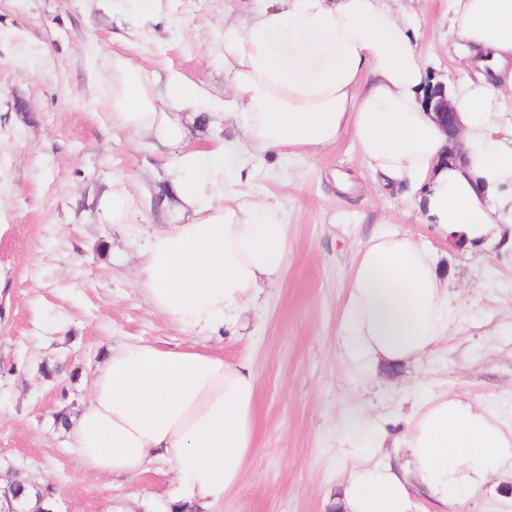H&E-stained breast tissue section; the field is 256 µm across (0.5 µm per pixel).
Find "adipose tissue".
I'll use <instances>...</instances> for the list:
<instances>
[{
    "instance_id": "1",
    "label": "adipose tissue",
    "mask_w": 512,
    "mask_h": 512,
    "mask_svg": "<svg viewBox=\"0 0 512 512\" xmlns=\"http://www.w3.org/2000/svg\"><path fill=\"white\" fill-rule=\"evenodd\" d=\"M224 25V78L242 138L184 147L182 113L198 86L172 77L164 98L125 51L107 58L108 92L96 98L112 131L174 146L169 230L154 234L138 276L152 308L185 329L243 334L265 286L287 261L279 210L261 192L242 196L240 157L316 150L350 133L367 168L418 192L435 232L471 252L512 239V150L497 119L512 97V0H450L452 50L473 74L453 92L459 136L450 142L424 103L427 62L411 21L391 0H256ZM459 159H450L451 149ZM116 224L139 212L125 179L100 200ZM448 279L435 252L378 228L358 247L342 329L373 366L421 359L448 331ZM257 378L247 362L127 342L110 349L88 405L70 432L80 465L112 477L170 465L179 491L214 501L242 483L255 454ZM340 437L359 456L345 470L340 512H417V496L446 512L512 474V431L489 408L458 397L425 399L409 421L399 463L386 438L351 419Z\"/></svg>"
}]
</instances>
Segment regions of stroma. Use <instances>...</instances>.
<instances>
[{
    "mask_svg": "<svg viewBox=\"0 0 512 512\" xmlns=\"http://www.w3.org/2000/svg\"><path fill=\"white\" fill-rule=\"evenodd\" d=\"M254 0H164L143 24L102 0H0V478L54 489L56 512H158L177 483L158 464L131 479L85 471L72 435L55 423L88 402L109 347L142 341L194 348L257 377L255 445L246 477L223 501L196 512H336L349 457L338 439L359 416L403 447L397 424L415 403L417 381L434 396L488 405L512 427V249L468 254L438 239L399 189L363 164L349 134L315 152L249 159L240 189L262 190L285 224L288 262L251 319V336L185 331L146 302L139 253L161 227L150 210L167 180L162 154L112 133L92 99L104 90L103 62L121 39L154 73L197 84L203 101L185 120L188 145L239 136L211 101L227 99L224 23ZM411 17L433 82L458 87L470 76L451 58L448 0H399ZM122 175L143 216L110 222L102 193ZM387 223L440 257L452 316L447 336L421 361L387 374L355 359L342 329L355 252ZM64 372L45 375L44 364Z\"/></svg>",
    "mask_w": 512,
    "mask_h": 512,
    "instance_id": "obj_1",
    "label": "stroma"
}]
</instances>
